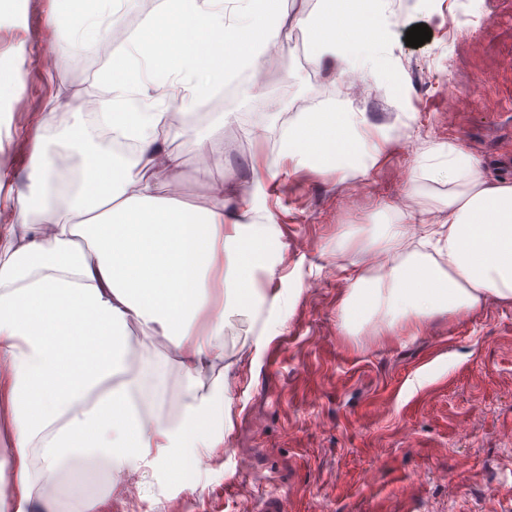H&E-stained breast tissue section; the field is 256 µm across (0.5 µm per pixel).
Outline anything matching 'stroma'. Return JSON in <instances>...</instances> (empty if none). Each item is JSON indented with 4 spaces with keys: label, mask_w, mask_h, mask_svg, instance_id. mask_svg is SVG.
Here are the masks:
<instances>
[{
    "label": "stroma",
    "mask_w": 512,
    "mask_h": 512,
    "mask_svg": "<svg viewBox=\"0 0 512 512\" xmlns=\"http://www.w3.org/2000/svg\"><path fill=\"white\" fill-rule=\"evenodd\" d=\"M0 0V78L27 62L29 94L0 92V212L16 216L27 191L34 137L50 105L80 97L76 55L96 60L97 40L71 41L48 29L50 0L16 12ZM256 11L226 49L224 66L249 57L272 30L282 55L262 58L267 82L257 84L274 121L264 128L227 122L221 148L200 162L192 145L210 133L203 118L218 111L199 101L195 115H177L165 148L181 154L177 177L150 174L158 197L175 207H209L211 188L233 187L235 201L257 197L259 223L276 226L274 275L256 269L257 288L279 295L260 315L230 313L224 321L228 367L224 442L204 466L183 460L151 482L136 480L147 512H240L272 492L288 495V512H512V303L489 301L472 313L444 314L382 335H345L339 304L345 265L362 254L384 262L371 227L383 216L409 223L448 194L438 174L441 146L458 143L486 177L512 183V0H391L381 16L387 52L380 71H341L311 27L325 39L354 42L345 29L346 0H273ZM428 25L430 41L412 48L406 32ZM54 43V68L33 65L34 52ZM377 83L394 112L356 102L342 85ZM453 77L454 94L437 91ZM311 83L313 113H360L366 146L377 162L354 199L343 170L347 151L333 125L314 138L331 148L332 163L317 164L282 135L293 126L292 90ZM470 106H462V96ZM416 187H409L411 169ZM252 468L239 474L235 461ZM455 472L452 489L440 475Z\"/></svg>",
    "instance_id": "stroma-1"
}]
</instances>
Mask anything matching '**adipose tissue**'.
Listing matches in <instances>:
<instances>
[{"label":"adipose tissue","instance_id":"adipose-tissue-1","mask_svg":"<svg viewBox=\"0 0 512 512\" xmlns=\"http://www.w3.org/2000/svg\"><path fill=\"white\" fill-rule=\"evenodd\" d=\"M243 0H154L136 15L121 49L88 69L86 93L96 107L44 112L28 165V194L19 225L10 227L13 254L0 265V426L11 438L0 458V512H33L41 484L55 487L46 512H96L115 475L158 470L192 450L208 457L223 436L200 430L224 409V376H212L224 355V320L206 319L214 290L224 308L238 310L248 295L242 275L256 263L255 234L245 219L255 202L240 205V220L224 219L229 194L216 190L201 212H176L145 177L158 167L175 173L179 155L160 139L172 112H191L200 98L221 101L236 85L215 74L204 55L172 52L163 60L146 35L164 19L186 14L208 26L236 23ZM128 77L116 79L115 69ZM439 170L448 184L441 221L427 225L416 248L400 252L401 224H377L373 236L391 257L376 272L355 267L340 304L341 328L359 335L371 322L387 330L434 316L471 311L487 298L512 302V184L488 180L461 145L447 147ZM135 221L179 253L188 241L198 259L187 273L178 264L133 276L122 225ZM100 338L110 361L87 376L67 401L43 396L33 409L35 374L62 362L68 344H52L46 326ZM167 339L181 356L156 362L141 346L137 370L124 364L132 328ZM64 454L85 456L63 471Z\"/></svg>","mask_w":512,"mask_h":512}]
</instances>
